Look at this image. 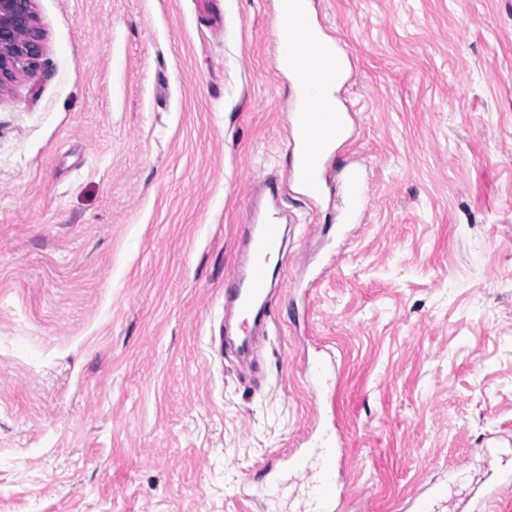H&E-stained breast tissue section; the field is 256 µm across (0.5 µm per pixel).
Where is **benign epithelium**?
<instances>
[{"instance_id":"7a95c632","label":"benign epithelium","mask_w":512,"mask_h":512,"mask_svg":"<svg viewBox=\"0 0 512 512\" xmlns=\"http://www.w3.org/2000/svg\"><path fill=\"white\" fill-rule=\"evenodd\" d=\"M41 53L33 0H0V88L17 71L35 68Z\"/></svg>"}]
</instances>
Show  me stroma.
Listing matches in <instances>:
<instances>
[{
	"label": "stroma",
	"instance_id": "stroma-1",
	"mask_svg": "<svg viewBox=\"0 0 512 512\" xmlns=\"http://www.w3.org/2000/svg\"><path fill=\"white\" fill-rule=\"evenodd\" d=\"M278 0H34L0 90V512H262L348 439L344 512L512 477V0H311L373 200L298 193L262 372L221 349L253 185L292 158ZM268 476L262 483L257 485L260 494L262 509L268 512H283V503L288 494V482L282 477L272 474L271 465L265 468Z\"/></svg>",
	"mask_w": 512,
	"mask_h": 512
}]
</instances>
